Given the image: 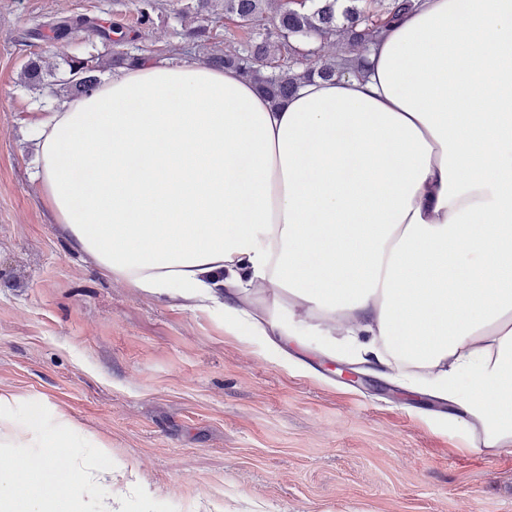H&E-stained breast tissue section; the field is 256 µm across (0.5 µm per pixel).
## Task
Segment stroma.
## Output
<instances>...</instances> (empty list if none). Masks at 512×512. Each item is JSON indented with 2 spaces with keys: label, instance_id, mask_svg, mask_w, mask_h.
<instances>
[{
  "label": "stroma",
  "instance_id": "stroma-1",
  "mask_svg": "<svg viewBox=\"0 0 512 512\" xmlns=\"http://www.w3.org/2000/svg\"><path fill=\"white\" fill-rule=\"evenodd\" d=\"M0 0V391L66 413L111 447L118 512H512V452L486 451L447 399L388 370L343 371L316 335L280 354L263 336L100 275L70 249L34 180L28 123L52 99L25 87L32 59L61 76L106 54L100 31L150 58L195 60L245 34L221 4ZM77 16L97 33L59 37ZM211 37L189 45L190 23Z\"/></svg>",
  "mask_w": 512,
  "mask_h": 512
}]
</instances>
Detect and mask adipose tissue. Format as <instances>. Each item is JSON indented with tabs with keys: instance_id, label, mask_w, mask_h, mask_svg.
Segmentation results:
<instances>
[{
	"instance_id": "1",
	"label": "adipose tissue",
	"mask_w": 512,
	"mask_h": 512,
	"mask_svg": "<svg viewBox=\"0 0 512 512\" xmlns=\"http://www.w3.org/2000/svg\"><path fill=\"white\" fill-rule=\"evenodd\" d=\"M365 76L281 106L151 58L34 119L43 202L101 275L246 336L316 333L512 448V0H419ZM96 462L58 475L60 454ZM103 441L0 391V512H112Z\"/></svg>"
}]
</instances>
